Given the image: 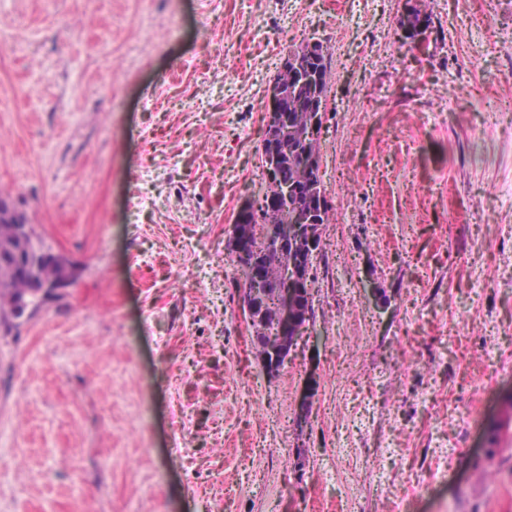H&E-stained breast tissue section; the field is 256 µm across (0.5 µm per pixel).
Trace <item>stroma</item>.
Returning <instances> with one entry per match:
<instances>
[{"label": "stroma", "mask_w": 512, "mask_h": 512, "mask_svg": "<svg viewBox=\"0 0 512 512\" xmlns=\"http://www.w3.org/2000/svg\"><path fill=\"white\" fill-rule=\"evenodd\" d=\"M314 41L335 219L269 374L226 246ZM0 195L75 273L0 319V512H512V0H0Z\"/></svg>", "instance_id": "1"}]
</instances>
